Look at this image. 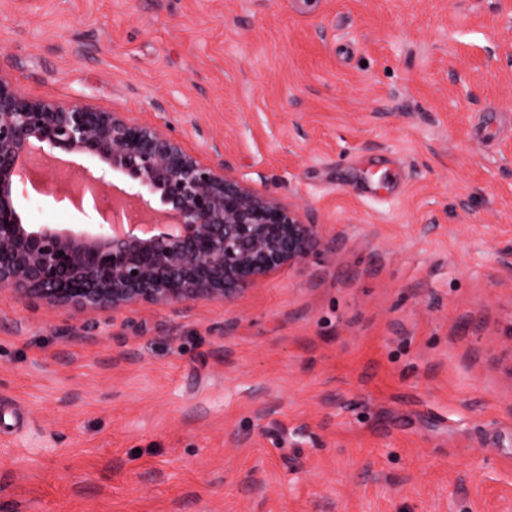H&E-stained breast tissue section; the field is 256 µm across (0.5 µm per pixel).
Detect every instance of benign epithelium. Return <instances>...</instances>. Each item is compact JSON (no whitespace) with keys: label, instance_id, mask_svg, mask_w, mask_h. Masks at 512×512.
Instances as JSON below:
<instances>
[{"label":"benign epithelium","instance_id":"obj_1","mask_svg":"<svg viewBox=\"0 0 512 512\" xmlns=\"http://www.w3.org/2000/svg\"><path fill=\"white\" fill-rule=\"evenodd\" d=\"M88 155L137 189L113 199L125 224H23L14 200L31 147ZM320 239L296 204L206 163L158 125L25 95L0 74V291L77 310L231 301L307 257Z\"/></svg>","mask_w":512,"mask_h":512}]
</instances>
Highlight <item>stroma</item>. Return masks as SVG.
Listing matches in <instances>:
<instances>
[{
  "label": "stroma",
  "instance_id": "obj_1",
  "mask_svg": "<svg viewBox=\"0 0 512 512\" xmlns=\"http://www.w3.org/2000/svg\"><path fill=\"white\" fill-rule=\"evenodd\" d=\"M0 72L321 230L231 302L0 294V512H512V0H0Z\"/></svg>",
  "mask_w": 512,
  "mask_h": 512
}]
</instances>
